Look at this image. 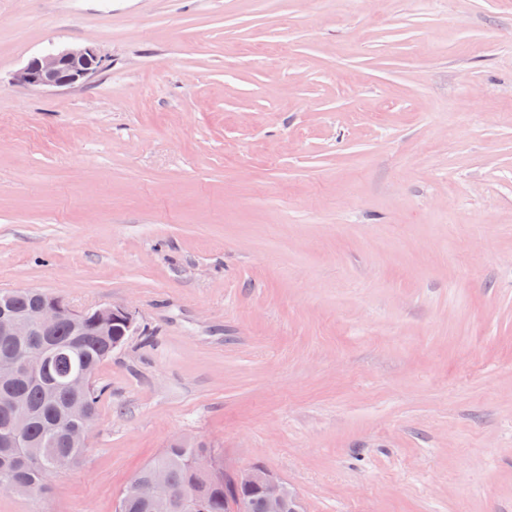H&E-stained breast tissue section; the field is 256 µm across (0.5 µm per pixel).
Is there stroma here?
<instances>
[{"label": "stroma", "mask_w": 512, "mask_h": 512, "mask_svg": "<svg viewBox=\"0 0 512 512\" xmlns=\"http://www.w3.org/2000/svg\"><path fill=\"white\" fill-rule=\"evenodd\" d=\"M13 288L139 331L0 512H114L182 438L307 512H512V0H0ZM105 59L90 45H72L31 58L12 77L26 89L64 90L87 84L105 68Z\"/></svg>", "instance_id": "obj_1"}]
</instances>
